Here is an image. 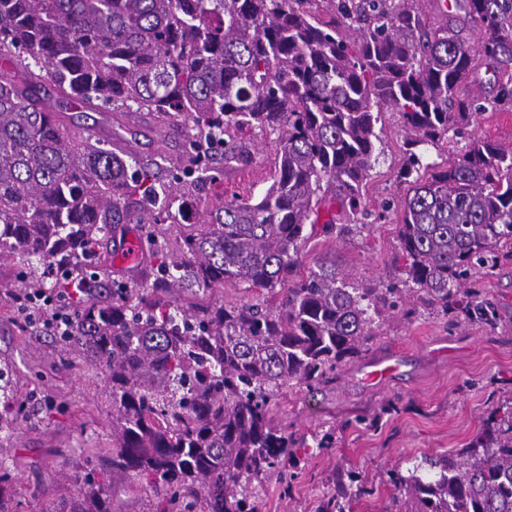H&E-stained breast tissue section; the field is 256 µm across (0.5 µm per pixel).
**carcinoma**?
<instances>
[{"label": "carcinoma", "instance_id": "obj_1", "mask_svg": "<svg viewBox=\"0 0 512 512\" xmlns=\"http://www.w3.org/2000/svg\"><path fill=\"white\" fill-rule=\"evenodd\" d=\"M462 24L431 27L416 0H0V263L24 269L21 288L98 282L86 263L110 225H175L150 238L151 287L112 289V303L73 314L63 340L105 367L112 387L107 467L163 496V512H257L249 486L288 459L296 439L272 404L292 383L336 377L374 337L375 320L414 291L445 315L493 326L497 306L475 276L512 257V151L475 141L439 170L414 148L437 144L486 105L512 108V0H454ZM332 17L326 21L322 12ZM481 58L492 97L469 88ZM58 105L101 101L113 115L155 112L193 124L224 164L252 162L245 133L277 136L272 184L237 197L208 224H183L187 187L203 170L189 157L178 188L136 156L73 141ZM406 133L400 177L403 275L354 286L324 263L297 275L315 208L330 197L364 228L360 186L380 141L385 107ZM226 282L267 291L253 303L190 310L180 297ZM0 432L26 417L0 385ZM387 472L404 512H512V407L483 421L469 446ZM0 465V512H12ZM59 512H109L92 472ZM369 493L339 474L317 512H351Z\"/></svg>", "mask_w": 512, "mask_h": 512}]
</instances>
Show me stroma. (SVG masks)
I'll list each match as a JSON object with an SVG mask.
<instances>
[{
  "mask_svg": "<svg viewBox=\"0 0 512 512\" xmlns=\"http://www.w3.org/2000/svg\"><path fill=\"white\" fill-rule=\"evenodd\" d=\"M66 125L74 140H108L113 150L133 151L143 162L161 160L164 177L180 171L195 137L190 122L165 127L152 112H129L116 124L105 112L72 110ZM378 127V158L361 190L374 221L340 238L325 225L350 223L348 211L333 200L322 204L300 252L298 275H308L329 259L351 282L375 286L404 269L397 240L399 213L377 217L385 200L405 197L408 191L398 178L405 158L399 113L385 109ZM477 140L512 150V110L486 111L438 145L425 143L417 151L424 162L444 166ZM251 141L250 165L228 168L220 155L208 163L188 199L189 222L207 219L234 196H259L271 184L274 138L256 130ZM150 229L163 231L159 224H121L100 242L97 267L105 285L92 290L90 301L110 302L114 283L129 288L152 284ZM131 234L140 241L141 259L126 266L118 252ZM19 278L18 267L0 265V371L18 396L28 399L29 416L0 443V460L20 477L6 489L13 512H58L79 493L71 473L85 464L88 449L110 454L112 389L103 366L87 363L38 318H25ZM479 279L486 298L498 307L495 326L452 322L410 296L405 304L412 314L399 309L386 315L368 351L343 364L335 380L283 391L272 415L298 442L286 463L296 479L288 493L276 472L253 483L258 512H316L337 470L349 468L360 472L368 488L353 501V512H380L394 494L388 470L404 472L423 457L465 448L484 419L512 406V259ZM387 359L396 362V373L381 384L367 382L372 365ZM372 417L379 420L377 428H366ZM98 478L111 512H161L160 496L138 478L108 469Z\"/></svg>",
  "mask_w": 512,
  "mask_h": 512,
  "instance_id": "obj_1",
  "label": "stroma"
}]
</instances>
